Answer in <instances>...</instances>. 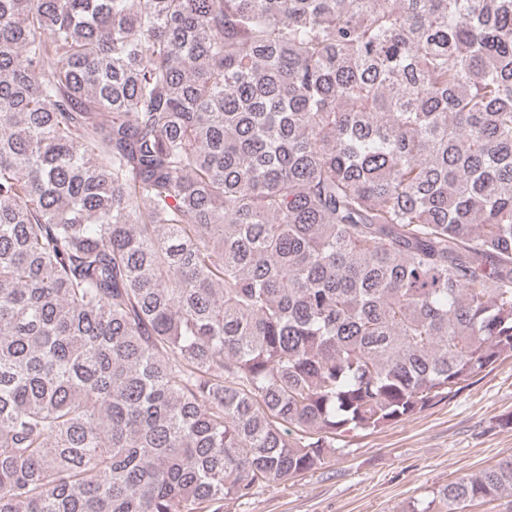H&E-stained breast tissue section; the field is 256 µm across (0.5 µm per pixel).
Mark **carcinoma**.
<instances>
[{
  "mask_svg": "<svg viewBox=\"0 0 512 512\" xmlns=\"http://www.w3.org/2000/svg\"><path fill=\"white\" fill-rule=\"evenodd\" d=\"M509 353L512 0H0V512H224Z\"/></svg>",
  "mask_w": 512,
  "mask_h": 512,
  "instance_id": "carcinoma-1",
  "label": "carcinoma"
}]
</instances>
